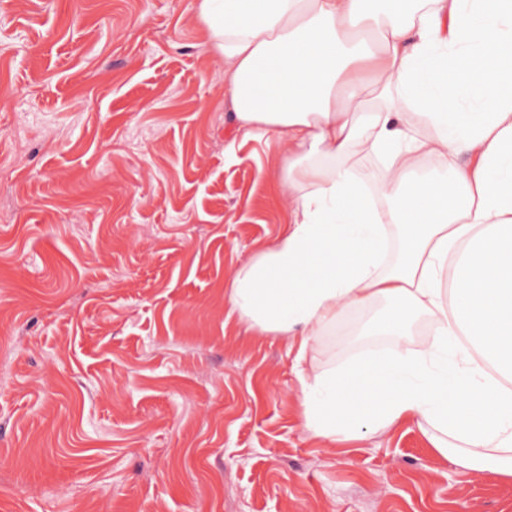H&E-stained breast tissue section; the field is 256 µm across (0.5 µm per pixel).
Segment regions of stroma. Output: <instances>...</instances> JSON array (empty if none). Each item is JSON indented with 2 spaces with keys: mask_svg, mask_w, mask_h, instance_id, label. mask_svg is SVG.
<instances>
[{
  "mask_svg": "<svg viewBox=\"0 0 512 512\" xmlns=\"http://www.w3.org/2000/svg\"><path fill=\"white\" fill-rule=\"evenodd\" d=\"M195 0H0V512H512L409 420L304 427L224 289L288 221ZM353 313L304 363L388 346Z\"/></svg>",
  "mask_w": 512,
  "mask_h": 512,
  "instance_id": "35a3bbf8",
  "label": "stroma"
}]
</instances>
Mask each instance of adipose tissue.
Returning <instances> with one entry per match:
<instances>
[{
  "label": "adipose tissue",
  "mask_w": 512,
  "mask_h": 512,
  "mask_svg": "<svg viewBox=\"0 0 512 512\" xmlns=\"http://www.w3.org/2000/svg\"><path fill=\"white\" fill-rule=\"evenodd\" d=\"M195 16L238 127L288 143V222L225 300L296 347L306 430L417 419L456 465L512 478V0H195ZM370 308L361 335L392 349L302 369ZM422 316L431 335L407 345Z\"/></svg>",
  "instance_id": "1"
}]
</instances>
